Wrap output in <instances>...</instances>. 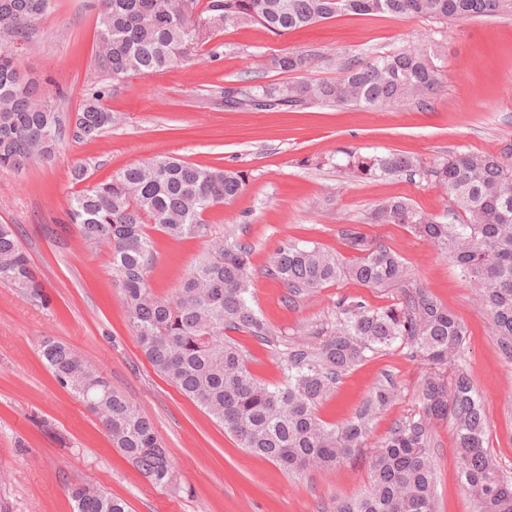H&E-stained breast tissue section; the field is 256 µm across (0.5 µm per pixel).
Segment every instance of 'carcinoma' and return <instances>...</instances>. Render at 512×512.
Returning <instances> with one entry per match:
<instances>
[{
  "label": "carcinoma",
  "instance_id": "cac0c4a2",
  "mask_svg": "<svg viewBox=\"0 0 512 512\" xmlns=\"http://www.w3.org/2000/svg\"><path fill=\"white\" fill-rule=\"evenodd\" d=\"M508 0H97L95 67L114 83L129 74L152 76L179 66L220 31L259 24L281 34L339 16L446 22L492 15ZM53 0H0V169H22L34 160L50 164L67 126L34 80L19 70L13 47L29 42ZM431 44L347 63L334 80L303 81L277 88L255 84L224 106L291 111L319 102L380 110L436 93L442 87ZM310 65L302 53L272 57L282 73ZM95 91L76 112L72 138L88 142L112 129L115 117ZM512 146L503 156L467 152L431 169L400 153L346 154L344 167L360 179L406 172L434 177L447 193L448 220L440 221L401 199L378 203L370 224H402L430 240L454 263L462 280L477 288L492 329L512 360ZM84 164L70 170L84 188L67 202V223L92 246L112 252V274L121 291L138 346L160 376L224 426L240 447L292 473L328 470L362 459L371 475L361 494L336 501V512H438L436 472L429 452L433 425L448 421L459 474L474 512H512V480L488 448L486 406L460 361L465 327L411 275L401 258L356 227L341 231L356 253L351 260L317 245L288 242L267 274L294 293H311L342 280L368 288H395L398 302L373 308L358 296L336 303L335 320L313 332L316 343L284 346L253 305L251 248L213 235L206 211L237 197L247 173L200 167L174 156L130 165L108 179L89 182ZM172 239H201L206 251L171 297L154 293L155 260L148 230ZM0 281L33 300L43 297L31 259L13 224H0ZM282 347V381L269 386L248 369L230 333ZM400 348L427 366L420 407L389 435L368 446L373 419L398 397L385 376L355 415L339 425L323 421L319 402L353 367L384 350ZM44 364L57 384L96 414L113 447L157 486L173 483V464L152 423L112 383L68 344H41ZM73 512H129L106 492L75 484Z\"/></svg>",
  "mask_w": 512,
  "mask_h": 512
}]
</instances>
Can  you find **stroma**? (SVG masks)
I'll list each match as a JSON object with an SVG mask.
<instances>
[{
  "label": "stroma",
  "instance_id": "obj_1",
  "mask_svg": "<svg viewBox=\"0 0 512 512\" xmlns=\"http://www.w3.org/2000/svg\"><path fill=\"white\" fill-rule=\"evenodd\" d=\"M96 0H55L33 41L15 46L21 69L41 83L64 120L87 94L104 89L116 122L92 142L66 139L56 163L23 171L0 169V223L18 227L47 300H29L0 282V512H73L67 489L83 482L127 501L131 512H336V501L366 489L360 464L328 472L288 473L240 448L208 414L156 374L129 326L112 276L107 246L91 247L76 226H64L74 187L70 170L86 164L93 180L157 155L174 154L203 167L247 171L244 190L205 215L214 234L251 245L254 301L280 342L312 339L333 321L337 301L361 296L374 307L396 302L394 290L344 281L290 297L267 273L286 242H311L344 258L340 235L354 226L398 254L414 278L455 315L467 336L463 364L486 404L491 454L512 477V360L501 349L472 286L434 244L400 224H370L375 204L398 197L444 218L448 196L433 177L394 174L363 180L334 162L337 151L401 153L433 167L464 152L498 154L512 144V11L437 23L340 17L285 34L259 25L229 28L184 65L122 82L94 68ZM430 43L443 74L433 95L383 111L311 103L294 111L232 109L225 87L339 76L344 62ZM311 55L308 69H268L274 55ZM154 292L172 295L203 250L199 239L174 240L153 232ZM51 337L68 343L98 367L115 390L149 418L175 473L171 485L152 484L113 448L98 418L44 367L39 347ZM250 372L270 385L279 357L252 337L235 336ZM425 366L393 349L351 369L318 406L337 424L355 414L384 376L398 399L373 421L370 443L418 410ZM430 452L437 465L439 512H473L456 466L449 422L438 423Z\"/></svg>",
  "mask_w": 512,
  "mask_h": 512
}]
</instances>
